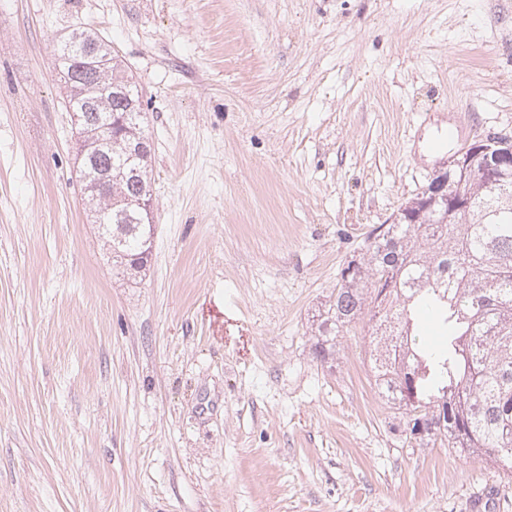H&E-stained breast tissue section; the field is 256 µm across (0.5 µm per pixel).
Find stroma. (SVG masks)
Returning a JSON list of instances; mask_svg holds the SVG:
<instances>
[{
    "label": "stroma",
    "mask_w": 512,
    "mask_h": 512,
    "mask_svg": "<svg viewBox=\"0 0 512 512\" xmlns=\"http://www.w3.org/2000/svg\"><path fill=\"white\" fill-rule=\"evenodd\" d=\"M129 67L154 143L112 272L56 69ZM512 136V0H0V512H512V473L403 446L364 339L310 324L444 163Z\"/></svg>",
    "instance_id": "obj_1"
}]
</instances>
